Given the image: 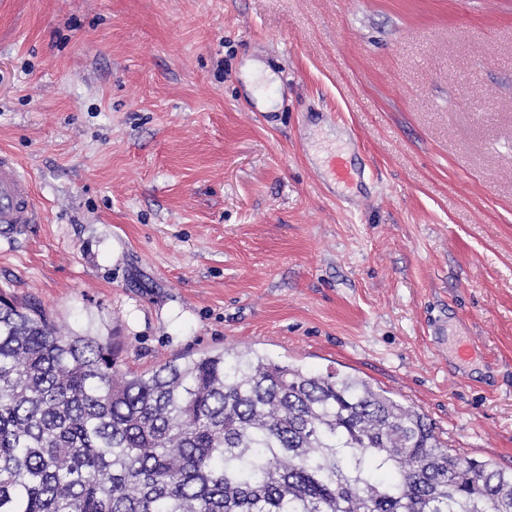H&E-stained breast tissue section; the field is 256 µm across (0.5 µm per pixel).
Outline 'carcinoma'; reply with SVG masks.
<instances>
[{
	"label": "carcinoma",
	"mask_w": 512,
	"mask_h": 512,
	"mask_svg": "<svg viewBox=\"0 0 512 512\" xmlns=\"http://www.w3.org/2000/svg\"><path fill=\"white\" fill-rule=\"evenodd\" d=\"M119 352L0 294V512H512L511 468L363 379Z\"/></svg>",
	"instance_id": "carcinoma-1"
}]
</instances>
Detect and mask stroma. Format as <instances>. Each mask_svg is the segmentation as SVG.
Here are the masks:
<instances>
[{
    "label": "stroma",
    "instance_id": "obj_1",
    "mask_svg": "<svg viewBox=\"0 0 512 512\" xmlns=\"http://www.w3.org/2000/svg\"><path fill=\"white\" fill-rule=\"evenodd\" d=\"M1 148L0 292L62 333L353 374L512 466V0H0ZM38 218L36 199L30 180L14 156L0 152V234L9 238L21 235Z\"/></svg>",
    "mask_w": 512,
    "mask_h": 512
}]
</instances>
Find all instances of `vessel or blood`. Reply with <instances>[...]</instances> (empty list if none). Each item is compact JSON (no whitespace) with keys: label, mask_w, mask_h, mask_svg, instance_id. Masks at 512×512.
Returning a JSON list of instances; mask_svg holds the SVG:
<instances>
[{"label":"vessel or blood","mask_w":512,"mask_h":512,"mask_svg":"<svg viewBox=\"0 0 512 512\" xmlns=\"http://www.w3.org/2000/svg\"><path fill=\"white\" fill-rule=\"evenodd\" d=\"M38 210L30 180L14 156L0 152V234L21 235L27 225L36 223Z\"/></svg>","instance_id":"b4317fda"}]
</instances>
